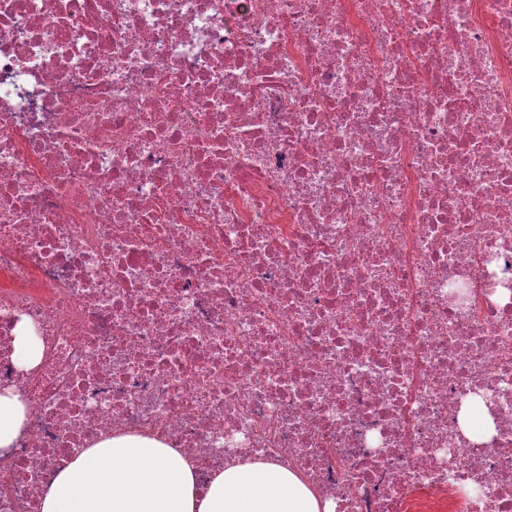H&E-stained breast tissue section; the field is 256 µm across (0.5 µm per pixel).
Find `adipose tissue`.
<instances>
[{
    "label": "adipose tissue",
    "mask_w": 512,
    "mask_h": 512,
    "mask_svg": "<svg viewBox=\"0 0 512 512\" xmlns=\"http://www.w3.org/2000/svg\"><path fill=\"white\" fill-rule=\"evenodd\" d=\"M28 423L19 397L0 391V448ZM42 512H333L285 466L237 461L199 490L184 455L158 441L118 436L97 443L61 469L44 492Z\"/></svg>",
    "instance_id": "ef3b65f1"
}]
</instances>
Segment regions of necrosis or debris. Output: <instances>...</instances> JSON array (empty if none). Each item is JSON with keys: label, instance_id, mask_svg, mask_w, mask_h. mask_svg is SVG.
<instances>
[{"label": "necrosis or debris", "instance_id": "1", "mask_svg": "<svg viewBox=\"0 0 512 512\" xmlns=\"http://www.w3.org/2000/svg\"><path fill=\"white\" fill-rule=\"evenodd\" d=\"M5 388L0 512L120 434L512 512V0H0ZM41 344L32 329L20 323L16 329L15 352L22 364H34L39 358ZM28 417L24 403L10 390L0 391V448L13 445L27 426Z\"/></svg>", "mask_w": 512, "mask_h": 512}]
</instances>
